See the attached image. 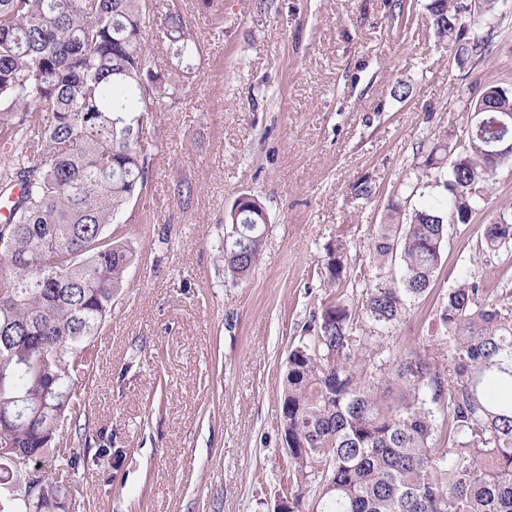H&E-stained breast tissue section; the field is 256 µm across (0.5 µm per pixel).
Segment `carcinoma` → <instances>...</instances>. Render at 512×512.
Wrapping results in <instances>:
<instances>
[{
	"mask_svg": "<svg viewBox=\"0 0 512 512\" xmlns=\"http://www.w3.org/2000/svg\"><path fill=\"white\" fill-rule=\"evenodd\" d=\"M435 35L455 57L484 58L460 7L429 0ZM145 0H0V196L22 192L0 224V479L11 456L51 455L76 473L67 421L85 411L92 340L112 312L135 254L105 229L147 187L157 114L188 88L199 53L177 0L156 29L166 70L151 68ZM467 142L437 140L388 201L368 245L378 282L353 306L346 247L327 248L317 275L333 290L316 334L288 353L280 426L288 439L294 512H512V307L503 280L455 282L435 316L446 336L408 350L390 333L426 299L442 268L449 215L468 224L485 202L499 139L512 142V90L489 86ZM262 201L229 213L224 272L248 275L265 244ZM512 247V220L485 225L479 251ZM448 340V369L430 354ZM317 484V497L303 490ZM45 474L36 498L18 488L0 512H61Z\"/></svg>",
	"mask_w": 512,
	"mask_h": 512,
	"instance_id": "1",
	"label": "carcinoma"
}]
</instances>
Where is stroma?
Masks as SVG:
<instances>
[{
    "label": "stroma",
    "mask_w": 512,
    "mask_h": 512,
    "mask_svg": "<svg viewBox=\"0 0 512 512\" xmlns=\"http://www.w3.org/2000/svg\"><path fill=\"white\" fill-rule=\"evenodd\" d=\"M426 2L180 0L196 71L159 118L146 189L106 229L137 257L95 339L86 410L67 428L74 443L108 429L122 454L68 475L66 512H277L288 500L280 393L327 296V246L346 241L348 271L370 274L366 246L422 150L448 131L465 140L484 88L512 89V4L469 21L490 52L461 63ZM486 186L484 209L448 227L434 294L474 271L512 281V253L478 247L490 220L512 216V161ZM244 193L262 200L269 230L233 281L224 237ZM432 307L412 309L394 344L434 335Z\"/></svg>",
    "instance_id": "35a3bbf8"
}]
</instances>
